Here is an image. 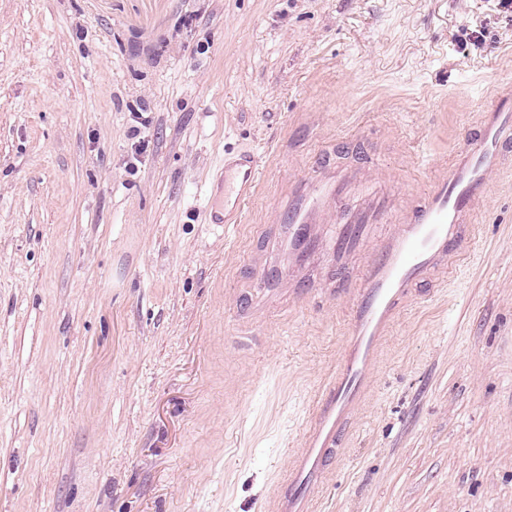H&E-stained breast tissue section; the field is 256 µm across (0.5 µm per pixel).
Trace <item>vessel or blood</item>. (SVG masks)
Wrapping results in <instances>:
<instances>
[{
	"instance_id": "obj_1",
	"label": "vessel or blood",
	"mask_w": 512,
	"mask_h": 512,
	"mask_svg": "<svg viewBox=\"0 0 512 512\" xmlns=\"http://www.w3.org/2000/svg\"><path fill=\"white\" fill-rule=\"evenodd\" d=\"M511 164L512 87L507 85L482 113L476 132L455 150L447 173L420 197L412 216L378 240H369L367 227L384 222L385 199L351 206L343 198L357 171L325 165L296 183L280 214L282 262L263 267V275L298 277L301 259L311 249L337 258L368 244L373 250L359 272L341 269L358 283L342 356L316 397L288 470L274 490L275 512H314L320 489L344 453L354 414L367 397L371 369L392 325L420 284H447L455 266L467 258L487 175ZM261 185L262 169L254 157L223 165L217 185L208 192L207 222L224 223L230 212L244 216ZM330 216L338 227L327 244L321 229Z\"/></svg>"
}]
</instances>
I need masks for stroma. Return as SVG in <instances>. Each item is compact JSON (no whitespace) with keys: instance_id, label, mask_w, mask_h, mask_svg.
<instances>
[{"instance_id":"obj_1","label":"stroma","mask_w":512,"mask_h":512,"mask_svg":"<svg viewBox=\"0 0 512 512\" xmlns=\"http://www.w3.org/2000/svg\"><path fill=\"white\" fill-rule=\"evenodd\" d=\"M503 83L500 0H0V512H270L350 307L328 257L292 298L253 256L327 156L410 214ZM242 152L228 233L202 208ZM477 227L316 512H512V168ZM217 182L208 191L206 220L208 224H224V230L228 231L241 224L247 206L258 195L262 185V169L253 156L240 159L232 165L224 157ZM218 200L220 207H217ZM228 212L235 213L239 220L229 222L225 219Z\"/></svg>"}]
</instances>
